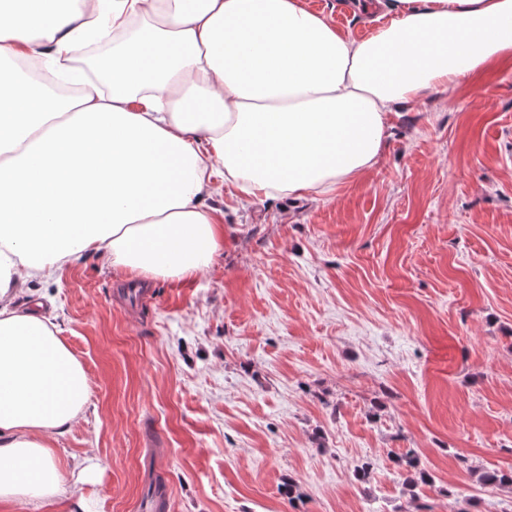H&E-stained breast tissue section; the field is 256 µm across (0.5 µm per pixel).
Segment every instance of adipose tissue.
Instances as JSON below:
<instances>
[{
	"instance_id": "1",
	"label": "adipose tissue",
	"mask_w": 512,
	"mask_h": 512,
	"mask_svg": "<svg viewBox=\"0 0 512 512\" xmlns=\"http://www.w3.org/2000/svg\"><path fill=\"white\" fill-rule=\"evenodd\" d=\"M45 0L0 5V501L64 497L54 441L86 407L80 360L15 298L86 254L190 280L224 245L216 178L246 195H326L372 169L394 108L512 56V0H383L343 34L305 0ZM117 33L109 93L36 87L14 65L67 67L80 32Z\"/></svg>"
}]
</instances>
